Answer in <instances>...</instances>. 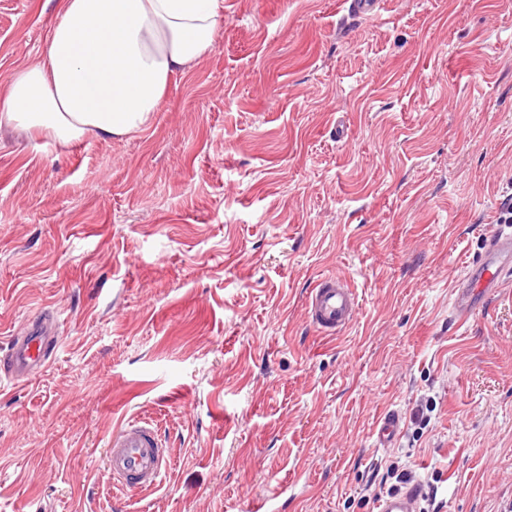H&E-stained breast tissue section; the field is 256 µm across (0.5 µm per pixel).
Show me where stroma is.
<instances>
[{
  "mask_svg": "<svg viewBox=\"0 0 512 512\" xmlns=\"http://www.w3.org/2000/svg\"><path fill=\"white\" fill-rule=\"evenodd\" d=\"M56 18L0 0V92ZM510 207L512 0H224L146 132L0 126V345L47 307L61 336L0 385V512H115L130 418L170 464L129 512H244L277 482L287 512H375L391 468L437 485L427 512H502L512 286L464 325L450 295ZM327 275L360 304L334 337L304 314ZM375 442L380 447H389L400 436V419L398 415H386L376 424Z\"/></svg>",
  "mask_w": 512,
  "mask_h": 512,
  "instance_id": "1",
  "label": "stroma"
}]
</instances>
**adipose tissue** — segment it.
<instances>
[{
  "label": "adipose tissue",
  "mask_w": 512,
  "mask_h": 512,
  "mask_svg": "<svg viewBox=\"0 0 512 512\" xmlns=\"http://www.w3.org/2000/svg\"><path fill=\"white\" fill-rule=\"evenodd\" d=\"M224 0H61L42 56L0 97V125L62 143L144 132L172 78L214 45Z\"/></svg>",
  "instance_id": "ef3b65f1"
}]
</instances>
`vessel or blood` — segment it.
Instances as JSON below:
<instances>
[{
	"mask_svg": "<svg viewBox=\"0 0 512 512\" xmlns=\"http://www.w3.org/2000/svg\"><path fill=\"white\" fill-rule=\"evenodd\" d=\"M512 282V233L492 230L480 255L470 261L452 287L451 311L458 323L468 322L499 288ZM359 301L341 277H322L305 302L307 321L319 332L340 334L356 319ZM59 323L54 310L44 309L23 320L13 331L5 349L0 350V382L28 383L49 366L59 343ZM400 436V419L390 414L375 429V442L388 447ZM169 464L167 451L147 422L125 421L113 433L106 475L122 494L151 489ZM288 492L277 484L269 495L249 500L246 512H272L276 501ZM427 494L415 484L381 499L378 512H422Z\"/></svg>",
	"mask_w": 512,
	"mask_h": 512,
	"instance_id": "b4317fda",
	"label": "vessel or blood"
}]
</instances>
